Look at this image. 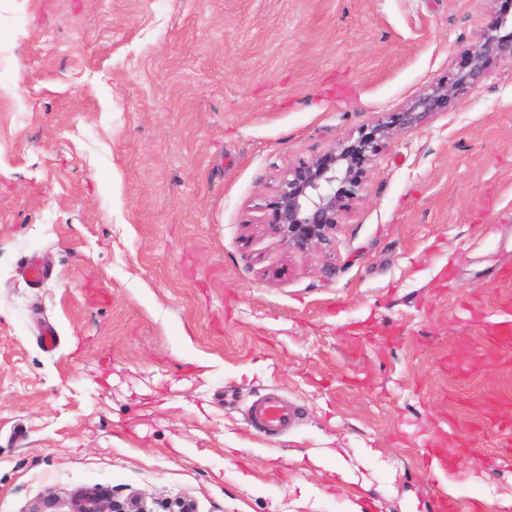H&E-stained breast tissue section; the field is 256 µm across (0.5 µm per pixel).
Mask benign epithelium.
<instances>
[{
	"label": "benign epithelium",
	"instance_id": "1",
	"mask_svg": "<svg viewBox=\"0 0 512 512\" xmlns=\"http://www.w3.org/2000/svg\"><path fill=\"white\" fill-rule=\"evenodd\" d=\"M468 69L433 85L396 113L399 125L413 128L422 115L451 104L465 87L486 76L490 58L512 59V15L502 13L468 48ZM393 130V121L379 120L351 141L344 140L318 160L301 163L282 179L271 218L278 236L288 245L306 249L326 245L341 222L346 201L364 189V170ZM68 512H143L135 499L110 501L102 489L79 490L70 498Z\"/></svg>",
	"mask_w": 512,
	"mask_h": 512
}]
</instances>
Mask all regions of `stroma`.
<instances>
[{
  "mask_svg": "<svg viewBox=\"0 0 512 512\" xmlns=\"http://www.w3.org/2000/svg\"><path fill=\"white\" fill-rule=\"evenodd\" d=\"M512 0H0V512H496L484 340L512 264V61L394 128L330 246L275 235L288 168L465 65ZM50 276L32 284L24 257ZM59 336L39 343L43 322ZM276 391L292 428L259 432ZM461 450L454 470L424 448ZM340 452L348 478L315 465ZM68 512H144L136 499L124 504L110 501L109 495L102 489L76 491L69 502Z\"/></svg>",
  "mask_w": 512,
  "mask_h": 512,
  "instance_id": "1",
  "label": "stroma"
}]
</instances>
